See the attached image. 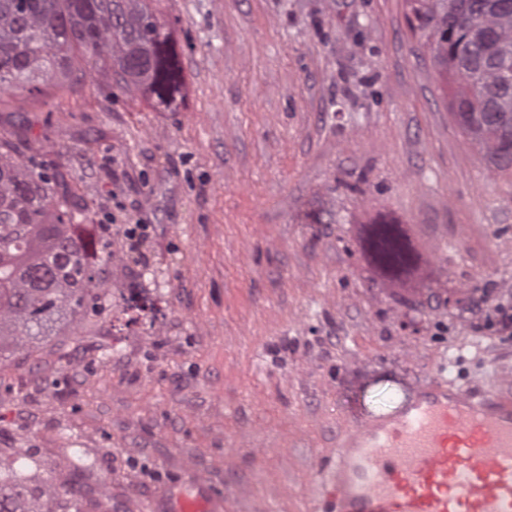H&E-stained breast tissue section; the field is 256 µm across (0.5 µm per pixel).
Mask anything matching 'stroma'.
Listing matches in <instances>:
<instances>
[{
	"label": "stroma",
	"mask_w": 512,
	"mask_h": 512,
	"mask_svg": "<svg viewBox=\"0 0 512 512\" xmlns=\"http://www.w3.org/2000/svg\"><path fill=\"white\" fill-rule=\"evenodd\" d=\"M183 90L75 66L0 93V137L108 225L107 309L0 361V458L85 512L207 477L228 512H308L345 422L446 374L512 393V172L460 133L405 0H155ZM401 224L416 265L365 248ZM132 224L144 237L128 240Z\"/></svg>",
	"instance_id": "35a3bbf8"
}]
</instances>
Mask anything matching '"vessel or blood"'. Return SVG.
<instances>
[{
  "label": "vessel or blood",
  "mask_w": 512,
  "mask_h": 512,
  "mask_svg": "<svg viewBox=\"0 0 512 512\" xmlns=\"http://www.w3.org/2000/svg\"><path fill=\"white\" fill-rule=\"evenodd\" d=\"M313 512H512V395L439 379L394 417L351 422L311 492ZM150 512H225L200 475Z\"/></svg>",
  "instance_id": "vessel-or-blood-1"
}]
</instances>
